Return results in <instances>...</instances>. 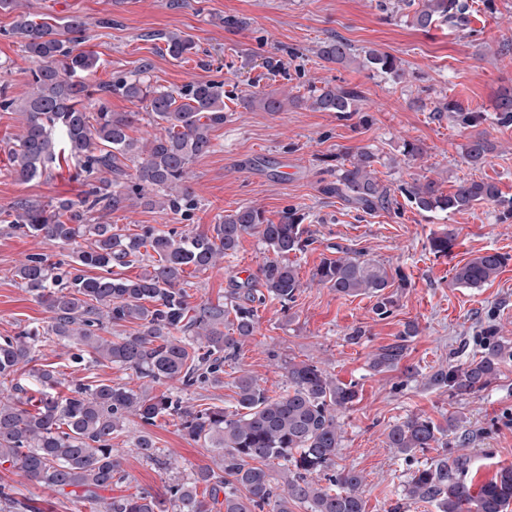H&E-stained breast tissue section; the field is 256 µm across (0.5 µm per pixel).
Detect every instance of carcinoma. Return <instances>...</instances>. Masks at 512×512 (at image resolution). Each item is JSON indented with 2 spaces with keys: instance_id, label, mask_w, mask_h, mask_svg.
I'll use <instances>...</instances> for the list:
<instances>
[{
  "instance_id": "1",
  "label": "carcinoma",
  "mask_w": 512,
  "mask_h": 512,
  "mask_svg": "<svg viewBox=\"0 0 512 512\" xmlns=\"http://www.w3.org/2000/svg\"><path fill=\"white\" fill-rule=\"evenodd\" d=\"M469 9L468 0H419L411 24L423 30L438 20L458 24L467 21ZM83 32L84 22L77 17L50 23L20 13L13 26L24 58L33 65V83L22 106V132L7 142L12 171L18 179L28 180L50 172L61 159H70L88 190L78 202L18 205L7 221L10 229L73 246L75 257L64 266L32 253L16 269L21 286L46 306L51 317L41 331L0 337V466L56 491L74 505V512H83L84 506L89 512H292L293 503L308 505L310 512H364L363 475L337 462L341 428L336 412L358 400L355 386L336 381L313 363L290 359L288 389L277 396L269 395L254 376L241 374L231 412L218 406L197 409L180 396L201 384L224 385V362L236 359L254 335L258 305L266 296L284 306L295 301L302 282L288 254L303 250L304 230L293 211L275 224L252 206L231 211L206 232L148 228L127 235L110 224L94 222L93 211L133 206L184 219L190 215L195 195L188 184L189 165L212 150V132L224 124V85L198 80L173 92L152 86L142 76L120 79L99 85L97 91L142 102L146 112H114L101 99L89 112L84 100L92 91L83 74L96 66V59L78 48ZM158 39L175 60L195 49L187 34L160 33ZM318 57L343 64L355 53L347 41L330 37L320 45ZM362 65L394 82L403 75L400 62L374 49L364 51ZM359 98L354 89L327 84L310 88L308 98L292 103L308 101L322 112L349 114L359 111ZM256 102L266 112H281L286 105L274 96L252 94L243 99L247 107ZM494 110L500 124L512 125L511 90L497 96ZM146 116L160 133L141 143L127 131ZM493 149L487 138L477 135L463 146V158L477 165ZM124 159L135 163V174L126 172ZM376 162L374 153L358 151L342 165L336 184L327 191L367 209L384 203L390 189L375 176ZM400 190L425 213H454L480 203L503 202L497 183L471 179L459 181L448 194L432 179L415 180ZM251 234L259 235L271 252L256 274L232 281L223 301L189 304L185 269L216 267L237 249L243 236ZM454 241L453 231H442L431 237L430 248L446 256ZM144 255L148 264L136 279L113 275V267L128 266ZM506 260L497 251L478 253L453 268V281L481 288L499 275ZM311 281L341 296L376 297L379 315L393 305L385 294L393 277L384 265L360 253L324 259ZM229 320L232 331L227 332ZM121 323L137 325L136 332L103 336L108 326ZM415 334V327L407 326L401 342L374 354L372 368L395 367L405 342ZM42 335L68 348L76 363L116 364L142 384L134 389L125 383L77 382L59 398L52 393L59 383L56 372L41 369L37 380L44 390L35 408L29 409V389L18 375L33 361ZM481 347L480 359L464 368H440L429 383L460 395L488 387L499 365L512 360V345L486 336ZM167 381L179 383V392L152 393L153 385ZM130 416L147 425L164 416L178 419L185 436L212 449V464L169 484L164 498L147 490L102 496L126 479L112 438L123 432ZM454 427L452 418L443 426L409 416L390 428L387 447L406 456L419 448L446 449ZM134 447L143 459L169 467L164 449L150 432H140ZM466 470V458L445 454L435 466L411 474L406 498L433 502L438 512H508L512 467L500 468L476 491L465 480ZM323 480L327 485L321 484ZM0 512H37V507L0 484Z\"/></svg>"
}]
</instances>
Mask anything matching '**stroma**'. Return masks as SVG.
Returning a JSON list of instances; mask_svg holds the SVG:
<instances>
[{
	"label": "stroma",
	"instance_id": "1",
	"mask_svg": "<svg viewBox=\"0 0 512 512\" xmlns=\"http://www.w3.org/2000/svg\"><path fill=\"white\" fill-rule=\"evenodd\" d=\"M33 15L60 21L77 17L85 23L82 50L97 65L86 73L95 86L132 75L149 64L153 86L179 90L195 80L224 86V123L214 129L213 150L191 166L190 184L197 201L189 220L156 211L131 208L101 212L100 223L122 233L143 226L159 230L206 231L224 214L241 206L264 211L272 222L296 211L308 241L293 254L304 286L294 302L281 305L266 299L258 307L254 336L237 360L224 366V384L192 388L191 405L235 404L234 382L242 372L258 379L269 395L288 386L287 360L312 362L336 380L355 384L358 399L338 411L342 442L340 465L365 478L364 512H437L430 503L406 500L404 488L416 469L430 466L442 453L469 457L467 474L473 485L491 479L512 465V362L500 368L486 389L459 397L433 387L429 374L441 367L460 366L480 356L479 337L493 334L512 343V218L492 203L445 215L421 213L400 192V185L423 177L440 181L452 191L461 179L496 181L512 197V125L497 120L494 101L512 89V0H469L467 29L436 22L430 29L410 25L402 0H23ZM14 16L0 10V220L18 202L45 205L60 199L80 200L86 186L71 162H61L51 175L21 181L12 173L5 142L22 129L21 107L32 83V65L11 35ZM192 36L196 50L182 60L164 51L160 32ZM339 36L359 51L376 49L401 61L403 82L357 64H324L317 49ZM333 84L356 89L361 112L352 116L288 105L281 112L244 107L251 94L306 96L310 87ZM452 100L477 115L474 124L458 123L439 103ZM481 134L495 149L482 164L462 158L469 137ZM423 147L422 156L404 157L406 143ZM375 153L376 176L389 187L387 202L366 210L328 193L338 166L358 148ZM456 235L448 256L432 253L429 241L442 228ZM494 250L506 256L501 274L481 288H465L452 280L454 266L473 255ZM51 261L67 259L69 247L22 233L0 231V336L20 327L43 326L46 308L22 288L16 265L29 253ZM364 253L405 285L393 289L390 314L376 315L375 298L341 297L312 283L311 274L324 258ZM268 251L260 238L244 236L236 251L216 268L187 269L190 303L218 300L231 280L253 275ZM415 325L397 367L381 372L370 366L372 354L394 343L407 325ZM359 341H351L354 329ZM34 367H53L62 380L88 384L112 381L137 386L131 371L105 363H73L67 348L49 342L37 350ZM418 415L442 424L455 419L447 449L427 448L405 458L387 447L390 428ZM143 427L130 418L112 441L127 473L113 494L138 489L164 493L175 478L210 464L212 451L186 438L179 422L161 417L148 427L163 448L170 469L141 458L133 446ZM0 483L35 500L40 512H70L71 505L51 490L33 486L24 477L0 469Z\"/></svg>",
	"mask_w": 512,
	"mask_h": 512
}]
</instances>
